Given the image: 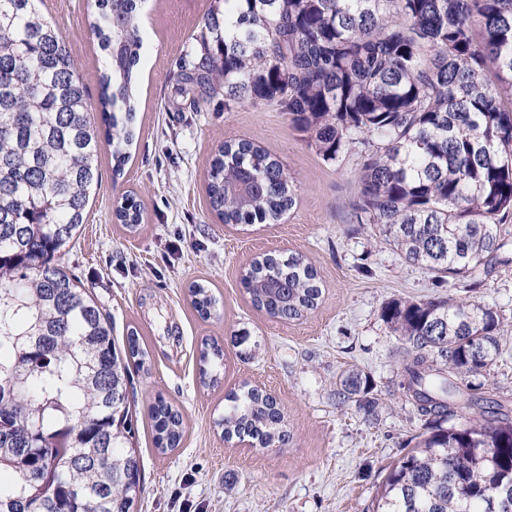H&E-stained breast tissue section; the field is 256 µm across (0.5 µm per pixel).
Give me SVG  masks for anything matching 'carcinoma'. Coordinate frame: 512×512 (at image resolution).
Instances as JSON below:
<instances>
[{
	"label": "carcinoma",
	"instance_id": "carcinoma-1",
	"mask_svg": "<svg viewBox=\"0 0 512 512\" xmlns=\"http://www.w3.org/2000/svg\"><path fill=\"white\" fill-rule=\"evenodd\" d=\"M36 0H0V512H133L142 490L128 402V361L94 299L55 262L86 220L99 182L97 136L64 36ZM201 54L185 57L175 96L200 110L276 107L326 161L360 159L352 202L406 262L444 282L500 250L512 214V0H211ZM105 52L101 105L115 171L134 139L142 0H94ZM483 37L474 38L475 22ZM210 205L225 224H273L296 202L283 165L226 141L213 159ZM116 219L140 223L127 197ZM251 304L281 320L314 310L322 291L300 254L262 255L242 275ZM207 318L219 299L197 283ZM382 316L401 337L405 389L429 431L392 465L372 512H512V417L465 395L499 351L496 312L444 297L393 299ZM224 354L202 350L214 382ZM224 438L255 448L288 441L276 401L228 395ZM336 401L376 413L370 376L347 370ZM156 448H176L182 417L158 398Z\"/></svg>",
	"mask_w": 512,
	"mask_h": 512
}]
</instances>
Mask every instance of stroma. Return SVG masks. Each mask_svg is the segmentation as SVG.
Returning a JSON list of instances; mask_svg holds the SVG:
<instances>
[{"label": "stroma", "instance_id": "obj_1", "mask_svg": "<svg viewBox=\"0 0 512 512\" xmlns=\"http://www.w3.org/2000/svg\"><path fill=\"white\" fill-rule=\"evenodd\" d=\"M211 0H146L134 141L123 174L114 175L104 137V53L92 34L89 0H38L66 38L85 87L89 119L100 132L99 183L85 224L60 263L109 316L117 348L137 332L145 366L129 367V401L144 490L134 512H371L386 468L427 425L408 401L399 336L382 317L394 299L444 296L479 303L499 317L500 351L486 371L464 377L471 393L512 415V215L489 272L436 286L408 265L374 224L350 220L360 161L335 164L289 125L284 113L249 102L225 108L216 97L194 112L172 93L178 63L199 51ZM247 139L277 158L297 187L293 208L275 224L221 223L206 192L224 141ZM132 194L143 219L129 231L114 217ZM302 254L323 296L301 320L277 321L255 310L240 278L261 254ZM208 286L218 311L201 318L191 284ZM214 340L224 352L217 384L202 383L198 353ZM368 374L380 399L369 417L336 401L345 370ZM259 389L280 403L288 442L240 448L217 425L232 392ZM162 397L183 421L177 448L153 441L149 407Z\"/></svg>", "mask_w": 512, "mask_h": 512}]
</instances>
